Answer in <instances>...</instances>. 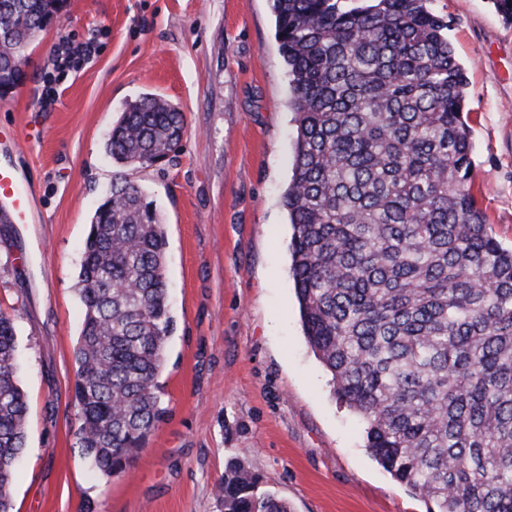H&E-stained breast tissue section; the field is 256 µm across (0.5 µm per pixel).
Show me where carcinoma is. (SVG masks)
<instances>
[{"mask_svg":"<svg viewBox=\"0 0 512 512\" xmlns=\"http://www.w3.org/2000/svg\"><path fill=\"white\" fill-rule=\"evenodd\" d=\"M64 0H0V63L26 64ZM297 136L283 193L289 277L304 336L365 448L427 512H512V249L472 192L466 69L430 0H271ZM185 115L143 94L106 141L149 168ZM167 233L120 171L95 209L76 292L77 443L105 477L126 474L165 417L174 329ZM15 318L0 311V512H12L27 399ZM223 512H291L230 464Z\"/></svg>","mask_w":512,"mask_h":512,"instance_id":"carcinoma-1","label":"carcinoma"}]
</instances>
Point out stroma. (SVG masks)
Segmentation results:
<instances>
[{
	"mask_svg": "<svg viewBox=\"0 0 512 512\" xmlns=\"http://www.w3.org/2000/svg\"><path fill=\"white\" fill-rule=\"evenodd\" d=\"M432 7L468 73L473 190L508 247L512 21L492 0ZM64 39L95 41L92 62L59 72ZM48 83L58 95L45 104ZM145 93L186 119L167 161L125 171L167 232V413L130 472L106 478L77 445L73 349L84 307L75 284L117 170L108 135ZM290 100L269 0H67L62 20L31 44L25 81L0 98V126L22 135L15 160L34 197L31 223L0 218V311L17 322L28 402L13 512H221L216 487L233 460L292 512H426L370 456L303 335L282 206Z\"/></svg>",
	"mask_w": 512,
	"mask_h": 512,
	"instance_id": "35a3bbf8",
	"label": "stroma"
}]
</instances>
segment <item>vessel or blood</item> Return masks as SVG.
<instances>
[{
	"label": "vessel or blood",
	"instance_id": "vessel-or-blood-1",
	"mask_svg": "<svg viewBox=\"0 0 512 512\" xmlns=\"http://www.w3.org/2000/svg\"><path fill=\"white\" fill-rule=\"evenodd\" d=\"M20 147V136L12 129H0V215L11 223H28L32 210L31 187L12 163L10 154Z\"/></svg>",
	"mask_w": 512,
	"mask_h": 512
}]
</instances>
